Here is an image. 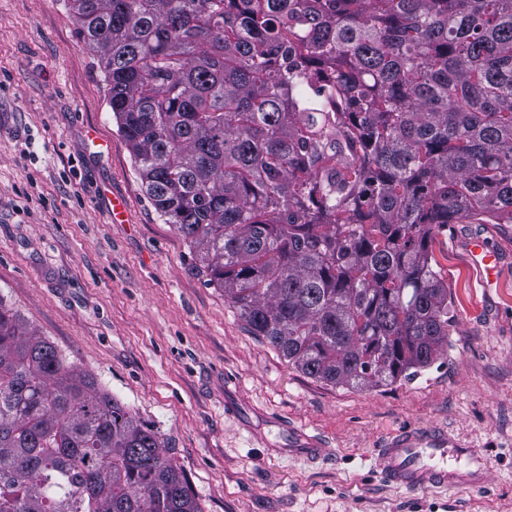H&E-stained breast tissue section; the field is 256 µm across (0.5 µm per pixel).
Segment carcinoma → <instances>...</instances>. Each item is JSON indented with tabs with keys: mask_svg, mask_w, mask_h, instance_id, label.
<instances>
[{
	"mask_svg": "<svg viewBox=\"0 0 512 512\" xmlns=\"http://www.w3.org/2000/svg\"><path fill=\"white\" fill-rule=\"evenodd\" d=\"M147 198L334 385L446 351L436 232L512 223V0H67ZM158 431L0 299V512H202Z\"/></svg>",
	"mask_w": 512,
	"mask_h": 512,
	"instance_id": "obj_1",
	"label": "carcinoma"
}]
</instances>
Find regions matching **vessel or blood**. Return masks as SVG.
<instances>
[{"mask_svg": "<svg viewBox=\"0 0 512 512\" xmlns=\"http://www.w3.org/2000/svg\"><path fill=\"white\" fill-rule=\"evenodd\" d=\"M471 261L485 274L486 284H494L498 270L496 254L482 239L466 242ZM288 452L322 458L328 453L323 440L297 427L288 429ZM378 463L385 479L397 487L418 491L429 485L484 487L488 468L481 456L447 430L422 426L400 430L378 451Z\"/></svg>", "mask_w": 512, "mask_h": 512, "instance_id": "vessel-or-blood-1", "label": "vessel or blood"}]
</instances>
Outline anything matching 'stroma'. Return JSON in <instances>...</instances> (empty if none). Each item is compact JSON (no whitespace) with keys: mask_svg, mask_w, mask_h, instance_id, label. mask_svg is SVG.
Listing matches in <instances>:
<instances>
[{"mask_svg":"<svg viewBox=\"0 0 512 512\" xmlns=\"http://www.w3.org/2000/svg\"><path fill=\"white\" fill-rule=\"evenodd\" d=\"M77 28L66 0H0V300L155 426L203 512H512V224L463 219L436 235L453 318L430 368L363 389L304 375L157 214ZM473 236L500 256L492 286L463 247ZM286 421L330 455L284 453ZM425 425L485 455L488 487L387 482L375 448Z\"/></svg>","mask_w":512,"mask_h":512,"instance_id":"35a3bbf8","label":"stroma"}]
</instances>
